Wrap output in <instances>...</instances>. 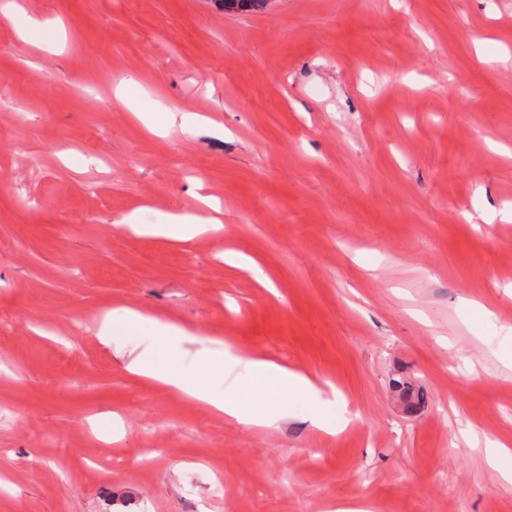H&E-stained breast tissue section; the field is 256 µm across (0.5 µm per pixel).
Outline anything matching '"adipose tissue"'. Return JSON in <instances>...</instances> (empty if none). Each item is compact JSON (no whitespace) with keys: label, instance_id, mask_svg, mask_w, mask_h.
<instances>
[{"label":"adipose tissue","instance_id":"obj_1","mask_svg":"<svg viewBox=\"0 0 512 512\" xmlns=\"http://www.w3.org/2000/svg\"><path fill=\"white\" fill-rule=\"evenodd\" d=\"M200 202V215L168 213L156 223L144 224L133 213L120 227L139 236L187 242L224 224L213 213L212 197H201ZM97 336L104 346L128 354L130 373L238 423L271 426L281 420L278 411L256 412L246 406L257 385L272 395L287 390L309 423L325 434L336 435L352 421L350 404L342 394L325 397L322 384L272 360L213 349L197 331L171 320L129 308L113 310L102 318Z\"/></svg>","mask_w":512,"mask_h":512}]
</instances>
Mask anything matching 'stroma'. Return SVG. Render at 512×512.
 <instances>
[{
	"mask_svg": "<svg viewBox=\"0 0 512 512\" xmlns=\"http://www.w3.org/2000/svg\"><path fill=\"white\" fill-rule=\"evenodd\" d=\"M11 1L43 27L0 17V512H512L483 452L512 447V368L461 314L512 327V0ZM170 111L210 123L148 130ZM200 183L221 234L119 229ZM118 306L329 382L354 419L213 414L100 343Z\"/></svg>",
	"mask_w": 512,
	"mask_h": 512,
	"instance_id": "stroma-1",
	"label": "stroma"
}]
</instances>
